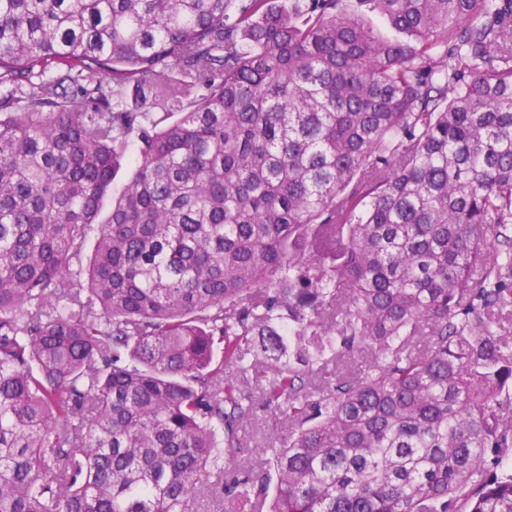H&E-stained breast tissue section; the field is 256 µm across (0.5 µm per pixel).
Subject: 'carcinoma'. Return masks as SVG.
I'll use <instances>...</instances> for the list:
<instances>
[{"mask_svg":"<svg viewBox=\"0 0 512 512\" xmlns=\"http://www.w3.org/2000/svg\"><path fill=\"white\" fill-rule=\"evenodd\" d=\"M506 311L512 0H0V512H512ZM274 433L270 411L256 399L251 419L243 427L242 448L235 454L237 462L245 466L255 463Z\"/></svg>","mask_w":512,"mask_h":512,"instance_id":"cac0c4a2","label":"carcinoma"}]
</instances>
